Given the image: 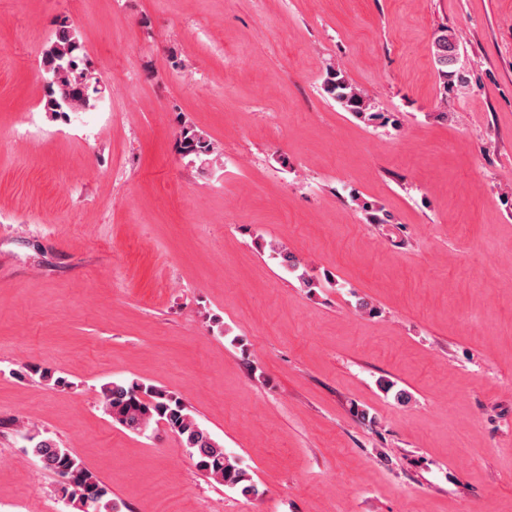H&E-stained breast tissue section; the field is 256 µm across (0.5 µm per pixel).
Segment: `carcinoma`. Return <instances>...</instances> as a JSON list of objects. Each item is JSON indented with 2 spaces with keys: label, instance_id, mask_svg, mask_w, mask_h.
Here are the masks:
<instances>
[{
  "label": "carcinoma",
  "instance_id": "obj_1",
  "mask_svg": "<svg viewBox=\"0 0 512 512\" xmlns=\"http://www.w3.org/2000/svg\"><path fill=\"white\" fill-rule=\"evenodd\" d=\"M456 43L455 35L441 27L431 44L433 63L445 91L467 87L451 58ZM40 71L47 79L42 99L45 112L66 114L85 110L93 106L102 92L78 33L65 17L56 22L42 50ZM324 91L345 111L363 121L372 123L381 118L371 100L333 66L327 69ZM179 151L185 157L199 159L213 151V144L193 127L185 125L180 134ZM270 252L283 269L297 274L303 284L310 285L306 273L301 271L302 262L292 252L279 245L270 246ZM26 376L51 381L57 388L70 386L65 378L56 377L49 369L37 365L25 366L19 377ZM101 404L113 422L135 433L145 432L153 423L163 424L177 437L200 471L227 486L240 488L244 495L258 494L255 485L246 483L236 458L224 451V446L196 421L184 401L174 393L134 380L111 381L101 387ZM24 440L28 443L25 452L37 458L57 479L64 480V486L56 488V492L71 512H116L108 487L69 449L39 432H26Z\"/></svg>",
  "mask_w": 512,
  "mask_h": 512
}]
</instances>
